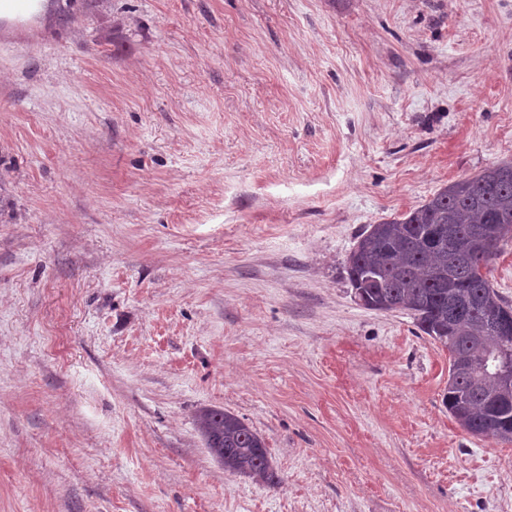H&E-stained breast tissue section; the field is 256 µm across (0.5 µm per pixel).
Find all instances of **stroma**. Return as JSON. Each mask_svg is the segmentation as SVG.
Returning <instances> with one entry per match:
<instances>
[{"mask_svg": "<svg viewBox=\"0 0 512 512\" xmlns=\"http://www.w3.org/2000/svg\"><path fill=\"white\" fill-rule=\"evenodd\" d=\"M42 4L0 30V512H512V443L346 272L512 161V0ZM497 392L492 379L474 380L463 376L453 390L444 394V404L450 416L465 430L475 436L498 440L492 426L502 428L506 419L508 430L512 429V394L510 405L493 408L488 399ZM463 400L465 404H461ZM499 441V440H498ZM196 425L224 470L267 485L279 482L264 438L238 416L222 408H205L197 413Z\"/></svg>", "mask_w": 512, "mask_h": 512, "instance_id": "obj_1", "label": "stroma"}]
</instances>
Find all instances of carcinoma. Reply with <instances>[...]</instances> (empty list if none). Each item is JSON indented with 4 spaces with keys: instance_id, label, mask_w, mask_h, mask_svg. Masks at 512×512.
I'll list each match as a JSON object with an SVG mask.
<instances>
[{
    "instance_id": "1",
    "label": "carcinoma",
    "mask_w": 512,
    "mask_h": 512,
    "mask_svg": "<svg viewBox=\"0 0 512 512\" xmlns=\"http://www.w3.org/2000/svg\"><path fill=\"white\" fill-rule=\"evenodd\" d=\"M439 225V244L428 243L427 229ZM512 225V162L489 167L441 188L430 199L399 218L378 224L359 238L357 266L380 283L366 288L369 297L388 303L390 311H404L417 327L443 347H450L449 362L468 366L499 350L506 340L495 329L489 312L509 307L493 287L489 266L498 245L481 249L469 245L474 227ZM463 313L448 322V283ZM497 392L491 379L463 376L444 394L450 416L465 430L482 438H496L492 426L508 423L512 404L494 408L488 403ZM196 425L215 459L224 469L256 482L274 485L279 477L268 456L264 438L238 416L222 408H205Z\"/></svg>"
}]
</instances>
